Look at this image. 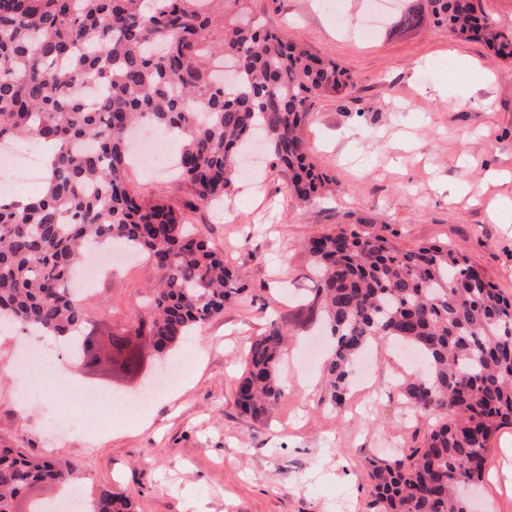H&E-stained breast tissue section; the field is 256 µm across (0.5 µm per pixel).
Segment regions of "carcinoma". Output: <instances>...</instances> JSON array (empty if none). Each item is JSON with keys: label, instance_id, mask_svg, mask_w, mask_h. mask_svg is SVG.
<instances>
[{"label": "carcinoma", "instance_id": "obj_1", "mask_svg": "<svg viewBox=\"0 0 512 512\" xmlns=\"http://www.w3.org/2000/svg\"><path fill=\"white\" fill-rule=\"evenodd\" d=\"M256 0H0V141L52 145L48 185L26 204L0 198V326L82 341L90 312L71 277L92 248H131L158 274L138 309L112 323V347L157 339L167 355L245 291L236 270L179 211L129 189L127 135L136 125L175 133L177 172L199 203L235 190L236 158L266 137L273 164L291 173L300 204L329 182L311 161L309 100L340 94L351 76L266 26ZM397 32L429 21L512 58L482 0H398ZM230 58L236 78L213 77ZM97 90L87 101L79 88ZM302 250L319 273L309 310L335 344L326 365L329 402L341 407L353 364L374 343L415 353L422 374L400 395L427 430L417 445L369 461L376 512H471L465 484L481 480L497 432L512 426V299L448 244L402 249L362 231L313 236ZM288 333L270 321L249 345L234 402L261 421L282 396ZM50 458L0 448V512H16L23 489L67 485ZM93 512H137L135 497L98 489Z\"/></svg>", "mask_w": 512, "mask_h": 512}]
</instances>
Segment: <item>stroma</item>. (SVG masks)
<instances>
[{
  "instance_id": "35a3bbf8",
  "label": "stroma",
  "mask_w": 512,
  "mask_h": 512,
  "mask_svg": "<svg viewBox=\"0 0 512 512\" xmlns=\"http://www.w3.org/2000/svg\"><path fill=\"white\" fill-rule=\"evenodd\" d=\"M323 2H259L268 24L352 78L343 95L310 102L307 145L330 180L319 199L295 203L287 175L266 160L220 207L194 205L188 187L167 171L128 172L132 189L179 210L247 286L173 352L176 360L192 358L174 386L178 399L166 391L146 398V384L163 364L157 358L146 360L136 378L71 369L81 383L111 391L110 409L71 394L20 401L31 381L13 352L28 339L0 335V448L58 459L85 499L109 485L134 493L139 512H193L199 504L206 512H374L369 459L419 441L424 425L399 395L410 372L394 366L387 344L355 364L343 414L327 407L331 339L301 303L316 286L300 249L311 236L355 228L403 249L446 243L512 296V223H493L488 212L494 201L512 198V181L483 182L465 162L485 156L512 171V59L428 24L364 40L343 19L362 15L365 0H340L337 14ZM452 95L466 98L468 108L449 105ZM451 182H480L484 192L474 202L452 201ZM153 275L150 265L126 266L87 297L91 313L105 322L128 314ZM273 319L290 334L283 394L256 423L236 408L234 384L247 345ZM72 416L85 425L50 429V421ZM486 472L477 490L480 512H512V426L497 433Z\"/></svg>"
}]
</instances>
